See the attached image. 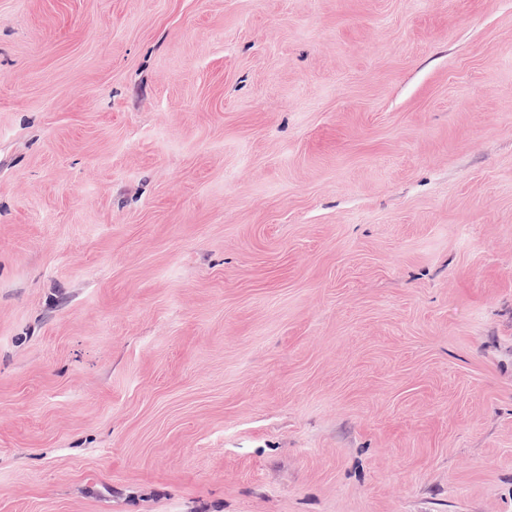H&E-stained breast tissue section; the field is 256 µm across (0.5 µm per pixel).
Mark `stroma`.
Segmentation results:
<instances>
[{
  "label": "stroma",
  "mask_w": 512,
  "mask_h": 512,
  "mask_svg": "<svg viewBox=\"0 0 512 512\" xmlns=\"http://www.w3.org/2000/svg\"><path fill=\"white\" fill-rule=\"evenodd\" d=\"M0 512H512V0H0Z\"/></svg>",
  "instance_id": "1"
}]
</instances>
